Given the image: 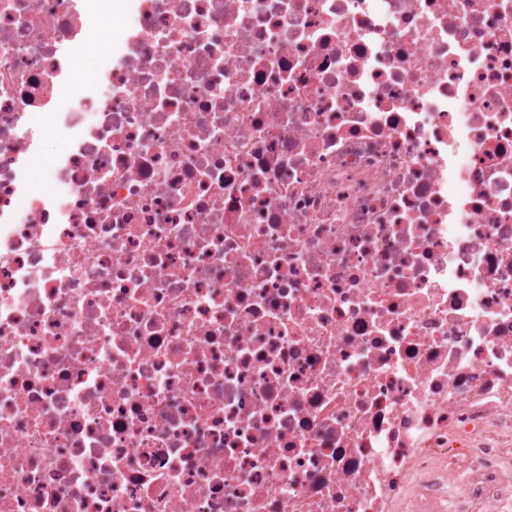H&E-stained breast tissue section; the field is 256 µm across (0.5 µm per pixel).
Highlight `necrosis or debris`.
I'll return each instance as SVG.
<instances>
[{
	"label": "necrosis or debris",
	"instance_id": "obj_1",
	"mask_svg": "<svg viewBox=\"0 0 512 512\" xmlns=\"http://www.w3.org/2000/svg\"><path fill=\"white\" fill-rule=\"evenodd\" d=\"M0 512H512V0H0ZM111 41L112 36L109 34L107 39L95 38L84 42L79 51V55L81 61V77L86 83L91 84L93 82L95 73L94 63L96 59L107 50ZM45 116L46 133L41 138L39 153L32 159V167L38 177L36 186L39 189L43 188L42 173L50 168L56 155L63 151L66 146L64 140L55 134L56 118L52 113Z\"/></svg>",
	"mask_w": 512,
	"mask_h": 512
}]
</instances>
